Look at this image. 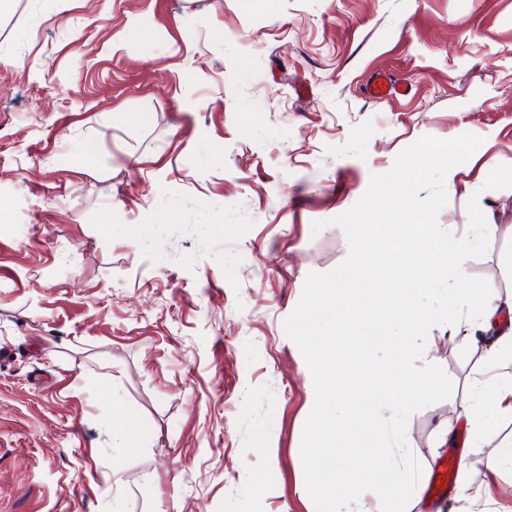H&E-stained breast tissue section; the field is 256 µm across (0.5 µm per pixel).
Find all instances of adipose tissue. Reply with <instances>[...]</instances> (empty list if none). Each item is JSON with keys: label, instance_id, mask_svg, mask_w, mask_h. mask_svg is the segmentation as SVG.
<instances>
[{"label": "adipose tissue", "instance_id": "1", "mask_svg": "<svg viewBox=\"0 0 512 512\" xmlns=\"http://www.w3.org/2000/svg\"><path fill=\"white\" fill-rule=\"evenodd\" d=\"M353 234L359 242L376 236L407 250L408 261L402 268L384 270L388 287L365 295L337 289L336 304L354 302L370 314L371 321L363 331L352 324L341 325L335 336L322 337L309 347L314 411H321L340 393L347 401V413L344 418L320 422L313 436L315 450L304 453L303 459L326 500L323 512H366V489L360 478L367 471L385 474L393 512H410L415 480L392 465L389 448L358 445L346 434V423L354 420L374 427L381 408L393 399L397 416L392 430L402 432L414 396L439 391L436 364L428 356L436 346L434 337L426 333L430 313L417 298L423 287L444 281L449 289L468 296L482 321L478 328L482 334L499 312L512 313V293L504 296L493 283L467 279L463 261L470 243L444 239L435 229L421 232L406 224H359ZM396 324L408 335H420L421 341L401 346L388 366H378L373 353L392 342ZM489 342L492 354L485 375L472 383L465 400L466 412L481 422L512 415V332L492 336Z\"/></svg>", "mask_w": 512, "mask_h": 512}]
</instances>
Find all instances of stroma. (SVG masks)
Wrapping results in <instances>:
<instances>
[{
    "instance_id": "35a3bbf8",
    "label": "stroma",
    "mask_w": 512,
    "mask_h": 512,
    "mask_svg": "<svg viewBox=\"0 0 512 512\" xmlns=\"http://www.w3.org/2000/svg\"><path fill=\"white\" fill-rule=\"evenodd\" d=\"M380 69L409 94L370 99ZM465 133L438 223L477 198L464 270L512 292V0H0V512H320L284 321L372 175ZM422 303L429 472L488 352L464 295Z\"/></svg>"
}]
</instances>
